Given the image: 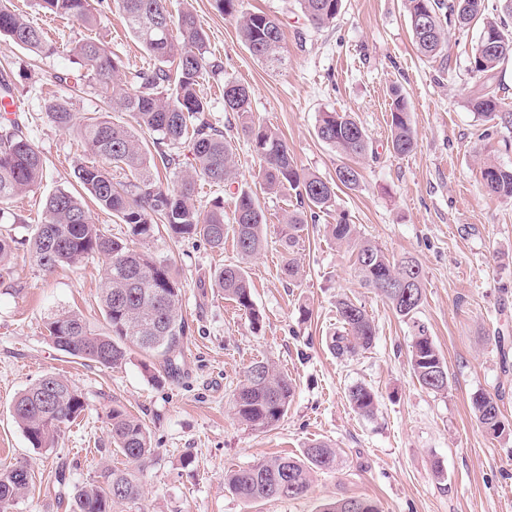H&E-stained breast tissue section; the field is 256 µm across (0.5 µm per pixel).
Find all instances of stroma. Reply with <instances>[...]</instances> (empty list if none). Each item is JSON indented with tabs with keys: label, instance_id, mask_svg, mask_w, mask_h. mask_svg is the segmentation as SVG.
<instances>
[{
	"label": "stroma",
	"instance_id": "1",
	"mask_svg": "<svg viewBox=\"0 0 512 512\" xmlns=\"http://www.w3.org/2000/svg\"><path fill=\"white\" fill-rule=\"evenodd\" d=\"M12 2L49 31L55 47L34 54L0 36V69L10 71L19 119L47 160L40 186L9 205L16 218L9 230L24 240L40 221L44 199L73 188L75 167L95 161L76 129L57 127L46 116L47 104L62 92L56 75L79 69L71 47L89 37L103 42L119 56L124 76L151 60L112 0H90L97 17L90 30L44 14L36 0ZM169 7L199 16L209 56L223 66L220 74L206 75L200 90L209 120L235 142L240 184L256 186L259 160L240 117L224 109L228 79L248 87L253 114L285 138L303 168L329 179L342 163L336 148L316 135L321 114L334 110L356 117L374 154L359 164V186L338 188L332 211L305 230L295 253L298 284L281 272L280 240L282 219L297 202L286 194L261 195L266 244L245 261L260 330L211 286L216 270L241 261L233 235L220 251L202 238L166 233L134 241V248L169 263L181 284L190 334L174 379L152 380L137 353L111 369L57 350L45 324L61 310L79 311L93 328H103L105 259L93 255L47 274L19 248L11 285L0 286V467L25 461L35 478L14 512H70L73 487L98 479L105 466L125 467L110 442L108 415L115 408L139 417L157 450L142 478V512H315L321 499L336 496L374 499L382 512H512V434L487 433L472 408L475 394L490 395L512 424V199L490 196L479 166L487 156L512 166V131L480 139L482 121L469 106L480 83L470 70L479 25L452 33L442 54L427 59L414 45L403 0H343L336 21L320 29L303 20L297 0H242V10L284 23V61L272 65L251 54L234 19L214 0H170ZM395 86L418 134L416 149L402 157L388 150ZM340 211L360 238L418 261L424 300L413 320L397 316L362 284L350 248L326 238L324 225L335 223ZM342 297L362 304L377 330L370 350L345 359L328 348L340 327L336 301ZM419 324L448 366V388L440 393L423 388L412 371ZM258 360L295 386L287 415L263 431L240 423L232 408L246 367ZM48 373L67 377L86 407L55 447L38 450L12 408L19 392ZM358 384L378 397L373 417H360L347 401ZM315 439L336 448L338 465L316 473L308 495L248 502L225 489L229 471L300 454ZM187 455L193 458L188 467L182 464Z\"/></svg>",
	"mask_w": 512,
	"mask_h": 512
}]
</instances>
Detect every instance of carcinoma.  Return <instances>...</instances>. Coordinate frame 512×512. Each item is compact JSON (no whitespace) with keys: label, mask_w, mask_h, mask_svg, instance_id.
<instances>
[{"label":"carcinoma","mask_w":512,"mask_h":512,"mask_svg":"<svg viewBox=\"0 0 512 512\" xmlns=\"http://www.w3.org/2000/svg\"><path fill=\"white\" fill-rule=\"evenodd\" d=\"M122 12L133 37L156 64L139 69L124 80L119 76L121 60L106 46L88 38L77 43L72 53L86 67L79 75L62 73L56 82L65 88H96L115 112H125L134 127L115 123L107 116L87 118L76 124L71 98L55 97L48 105L47 117L58 127H77L89 150L97 157L121 169L125 178L118 180L110 171L94 163L75 171L82 192L58 189L45 198L40 224L28 239V247L37 265L45 272L77 263L98 254L106 259V277L99 301L106 328L96 330L83 315L66 310L47 323L48 337L54 347L74 358L95 362L106 368H118L137 349L152 360L160 359L164 370L175 374L180 366L188 324L182 315L180 283L168 263L150 253L134 249L119 238L110 236L91 220L84 196L96 206L112 213L127 226L128 236L146 242L166 228L176 237H201L211 248L224 249V202L217 200L200 211L190 203L197 181L203 179L231 186L234 184V143L224 131L205 116L209 104L201 95V79L216 73L222 66L208 57L202 21L186 8L173 18L167 0H113ZM226 16H234L237 30L248 50L259 59L282 62L283 31L280 20L262 12L239 10L240 0H214ZM343 0H297L302 15L315 28L336 20ZM46 13L67 16L90 28L96 18L88 0H38ZM411 34L420 54L438 56L453 29H463L476 20L482 21L479 40H490L495 49H474L472 71L494 72L512 58V31L500 17H488L485 0H404ZM425 16L427 32L417 29V20ZM33 52L53 50L42 30L0 0V36ZM178 57L175 72L167 62ZM136 86L130 91L129 86ZM470 105L487 120L500 119L512 124V113L504 111L496 87L484 82L473 91ZM224 111L242 117V134L259 157L260 188L265 194L285 190L295 194L298 208L283 218L282 246L286 257L283 273L298 280L301 269L294 257L308 220L316 219L335 202L336 187L358 186L361 173L358 162L374 153L363 126L348 112H324L318 121L317 136L333 146L346 162L336 168V178L329 181L298 166L288 142L267 125L254 119L248 88L224 81ZM389 151L406 156L416 148L417 133L411 124L405 96L392 89ZM154 136L155 151L146 148L133 129ZM186 145L193 164L181 171L173 187L156 179L159 169L179 166L178 157L160 145ZM45 171V161L19 124L0 126V220L4 205L38 187ZM481 176L489 194L512 199V167L487 157L481 161ZM267 217L257 193L250 188L236 191L232 229L237 250L246 260L265 245ZM326 236L337 244L352 246L355 270L364 285L378 292L392 310L403 318L412 317L423 302L422 273L411 257L396 259L370 240L356 239L355 225L344 212L336 214V223L325 225ZM15 250V239L0 229V277L8 275ZM400 280L413 281L409 295L384 284ZM213 285L224 297L235 302L248 316L252 329L260 327L262 317L254 307L251 285L245 267L226 264L213 276ZM341 330L329 338V347L340 357H352L369 349L376 328L365 308L347 297L336 302ZM411 366L418 383L431 391L448 388V367L437 350L428 330L418 326L413 337ZM294 395L293 384L272 365L255 361L244 371V379L234 393L235 417L252 429H266L288 411ZM347 399L354 412L362 417L374 414L377 395L364 385L349 388ZM480 426L500 437L509 432L498 403L479 393L472 401ZM85 408L82 394L70 381L57 374H46L16 398L13 417L27 441L34 448H52L61 427L74 422ZM110 436L116 451L132 468L104 471L102 479L77 486L71 498V512H112L116 503H135L142 497L141 476L156 453L143 423L122 409L110 415ZM337 466V452L328 442L315 440L302 450L301 456H276L225 474L224 488L246 500L294 498L306 494L313 476L332 471ZM33 482L28 464L0 469V512H13ZM316 512H381L367 498L342 497L324 500Z\"/></svg>","instance_id":"carcinoma-1"}]
</instances>
